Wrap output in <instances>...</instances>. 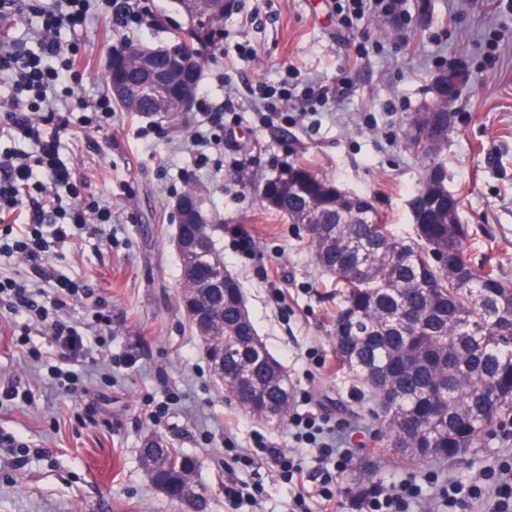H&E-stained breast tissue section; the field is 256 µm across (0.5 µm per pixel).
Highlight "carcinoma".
<instances>
[{"label": "carcinoma", "instance_id": "carcinoma-1", "mask_svg": "<svg viewBox=\"0 0 512 512\" xmlns=\"http://www.w3.org/2000/svg\"><path fill=\"white\" fill-rule=\"evenodd\" d=\"M175 3L210 14L206 29L175 32L173 40L183 48L178 58L141 46L130 64L108 69L109 90L118 84L136 88L150 75L197 89L200 47L223 41L224 11L217 0ZM435 89L433 103L413 116L426 122L427 143L409 132L405 138L422 169L412 195L419 201L412 234L395 233L370 198L341 191L303 164L279 169L267 181L273 191L261 196L268 210L304 226L317 265L342 289L333 331L336 359L367 391L364 417L414 467H450L512 418V281L492 266L474 268L467 258V228L440 160L452 102L439 78ZM112 98L126 112L160 111L159 100L149 96ZM198 260L193 268L181 259V287L193 285L208 265H224L215 247ZM198 304L215 316L213 338L204 345L224 349L229 399L268 423L288 419L294 387L252 320L243 318L239 280L226 274L224 292L216 297L202 289ZM140 455L156 457L148 481L177 500L194 460L157 439L146 441Z\"/></svg>", "mask_w": 512, "mask_h": 512}]
</instances>
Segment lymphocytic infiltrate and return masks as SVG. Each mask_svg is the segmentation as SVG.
<instances>
[{"instance_id":"lymphocytic-infiltrate-1","label":"lymphocytic infiltrate","mask_w":512,"mask_h":512,"mask_svg":"<svg viewBox=\"0 0 512 512\" xmlns=\"http://www.w3.org/2000/svg\"><path fill=\"white\" fill-rule=\"evenodd\" d=\"M45 33L38 53L31 54L0 40V77L8 86L6 95H0V126L12 130L27 141L30 151L0 153V220L18 208H25L28 235L0 236V254H24L34 275L43 272V261L48 248L42 229L54 227L56 241L73 238L85 227L87 220L83 207L77 205L79 196L72 184L70 171L61 163L59 148L61 133L68 127V116L58 118L55 129L45 130L32 117L51 87L60 82L71 68L70 51L51 39L50 34L61 28H74L87 21L88 0H49L35 7ZM50 173L56 188L50 202L39 199L23 202L22 190L39 187L42 173ZM59 296L50 302L39 301L30 281L0 279V298H7L15 311H30L48 317L50 309L62 308L64 298L71 294L68 282H59ZM420 497L417 484L409 481L398 486L375 491L359 498L356 512H414Z\"/></svg>"}]
</instances>
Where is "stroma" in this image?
Masks as SVG:
<instances>
[{"label": "stroma", "instance_id": "1", "mask_svg": "<svg viewBox=\"0 0 512 512\" xmlns=\"http://www.w3.org/2000/svg\"><path fill=\"white\" fill-rule=\"evenodd\" d=\"M152 8L168 25L119 29L108 0H93L86 26L60 34L76 54L66 79L74 94H49L40 113H72L59 156L82 205L110 208L112 219L52 247L35 282L49 295L61 280L78 286L65 318L88 349L82 361L40 325L18 345L12 334L23 319L0 306V432L17 439L0 445V512H180L144 475L140 450L151 437L196 459L214 512H289L301 487L310 512H320L325 486L340 512H353L344 489L365 464L384 485L419 484L420 512H440L438 491L451 482L490 492L489 468L512 463V425L453 466L415 468L360 419L363 390L338 369L330 337L341 291L316 264L303 226L266 210L260 190L284 164L302 162L372 197L394 230L409 233L421 169L405 148L408 121L432 102L438 72L463 65L471 80L441 155L448 190L469 229L472 264L512 280V0H400L347 27L336 0H238L199 79V94L224 111L222 128L208 126L197 105L154 116L115 106L101 131H85L82 102L105 97L113 50L125 40L165 44L170 24L186 22L172 0ZM198 132L221 145L184 152ZM190 184L202 189L260 339L295 387L289 421L256 420L226 398L183 310L176 202ZM99 310L112 328L98 338L90 325ZM10 386L16 397L5 396ZM158 408L164 414L151 422ZM302 414L352 449L347 469L315 463L291 424ZM271 444L300 458L295 481L254 465ZM242 485L258 507L225 497V487Z\"/></svg>", "mask_w": 512, "mask_h": 512}]
</instances>
